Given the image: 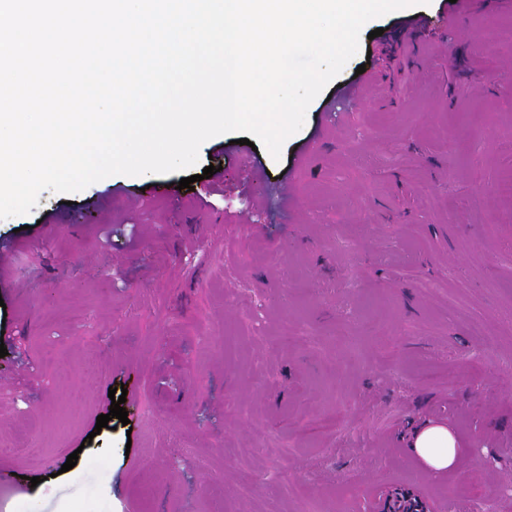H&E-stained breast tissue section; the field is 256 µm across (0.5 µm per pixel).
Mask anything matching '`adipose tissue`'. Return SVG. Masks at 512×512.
Wrapping results in <instances>:
<instances>
[{"label": "adipose tissue", "instance_id": "adipose-tissue-1", "mask_svg": "<svg viewBox=\"0 0 512 512\" xmlns=\"http://www.w3.org/2000/svg\"><path fill=\"white\" fill-rule=\"evenodd\" d=\"M409 446L427 475L440 481L457 469L462 450L451 427L426 421L412 430Z\"/></svg>", "mask_w": 512, "mask_h": 512}]
</instances>
